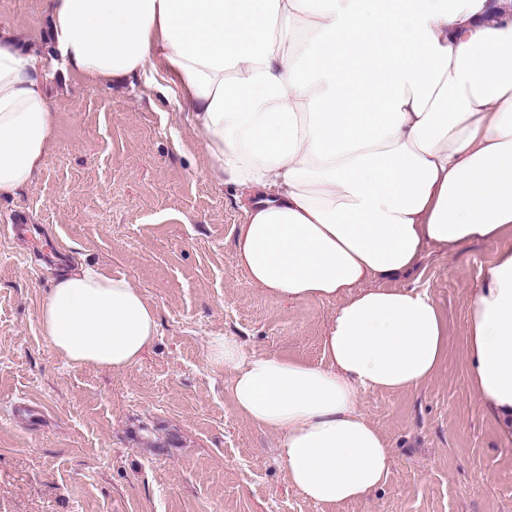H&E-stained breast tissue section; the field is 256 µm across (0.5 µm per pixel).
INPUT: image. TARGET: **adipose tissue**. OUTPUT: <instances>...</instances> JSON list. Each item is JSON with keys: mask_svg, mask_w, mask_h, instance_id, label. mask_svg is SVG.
Masks as SVG:
<instances>
[{"mask_svg": "<svg viewBox=\"0 0 512 512\" xmlns=\"http://www.w3.org/2000/svg\"><path fill=\"white\" fill-rule=\"evenodd\" d=\"M50 54L0 29V197L44 164L46 91L63 65L92 82L163 69L209 170L244 197L235 253L248 285L336 302L326 361L208 343L237 411L276 432L288 481L330 505L367 496L391 463L360 397L433 376L447 328L426 294L375 287L427 247L512 234V0H46ZM40 330L68 362L120 372L157 314L127 278L62 272ZM469 384L512 445V249L468 303Z\"/></svg>", "mask_w": 512, "mask_h": 512, "instance_id": "ef3b65f1", "label": "adipose tissue"}]
</instances>
